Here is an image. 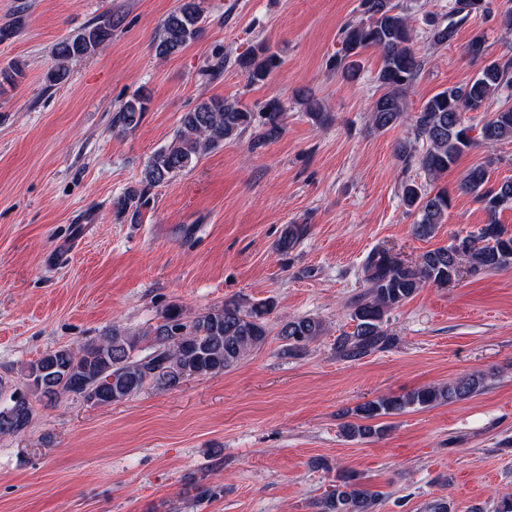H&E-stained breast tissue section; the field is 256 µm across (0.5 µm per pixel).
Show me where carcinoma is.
I'll return each mask as SVG.
<instances>
[{"mask_svg":"<svg viewBox=\"0 0 512 512\" xmlns=\"http://www.w3.org/2000/svg\"><path fill=\"white\" fill-rule=\"evenodd\" d=\"M204 0H180V6L163 22L155 46L156 55L169 57L183 51L200 34L205 22ZM362 20L341 30L342 48L333 65L344 75L354 77L359 63L356 57L365 49L381 54L377 82L383 94L371 108V120L379 130H389L410 121L411 136L395 146V156L405 164L416 162L430 177L448 171L459 157L478 141H512V106L492 113L478 135L466 119L492 96L512 87V66L497 60L485 62L478 75L462 86L443 89L424 102L419 111L407 115L404 92L417 79L423 62L411 48L412 28L395 0H359ZM487 0H453L448 25L428 31L429 42L442 46L455 34L453 18L484 14ZM112 35V16L104 14L75 34L56 44L57 66L47 81L55 85L70 72L69 65L94 52ZM236 66L250 84L265 82L280 64L279 57L264 48L238 57ZM148 111V98L136 92L123 101L115 122L125 130L136 128ZM284 112L276 99L268 100L255 113L237 99L210 97L199 100L182 113L179 128L171 141L148 161L141 185L130 188L113 200L115 214L135 219L151 189L179 173L193 169L207 152L240 138L256 128L261 142L278 138L284 129ZM422 143L416 152V143ZM490 171L473 168L460 185L472 194L490 216L488 223L466 234L454 232L452 244L424 252L417 261L406 262L383 248L373 249L362 266L366 289L351 304L352 331L336 337V356L359 361L394 344L388 333L389 314L403 306L416 292L427 286L446 287L455 282L461 269L483 274L512 265V228L496 220V214L512 209V178L491 184ZM402 197L407 211L415 214L412 233L431 238L446 221L448 192H437L415 182L406 183ZM305 224H288L275 244L286 255L306 237ZM275 308L272 299L244 305L234 299L212 307L191 319L184 318L181 307L172 305L161 320L143 334H129L117 328L98 341L73 349L62 347L46 352L30 363L21 385L0 381V434H21L32 421L30 396L39 394L48 401L63 397L87 399L95 394L110 405L129 398L152 385L173 390L194 376L215 375L236 366L249 353L261 348L270 333L269 316ZM325 332L321 319L297 316L280 324L277 336L281 352L291 358L307 353L308 347ZM487 375L475 371L448 384H431L404 395L378 396L351 410L353 423L342 426L351 439L369 442L384 433L377 420L396 416L409 409H428L466 400L484 390ZM382 493L357 482L354 476L340 473L335 484L316 504L317 512H376Z\"/></svg>","mask_w":512,"mask_h":512,"instance_id":"carcinoma-1","label":"carcinoma"}]
</instances>
